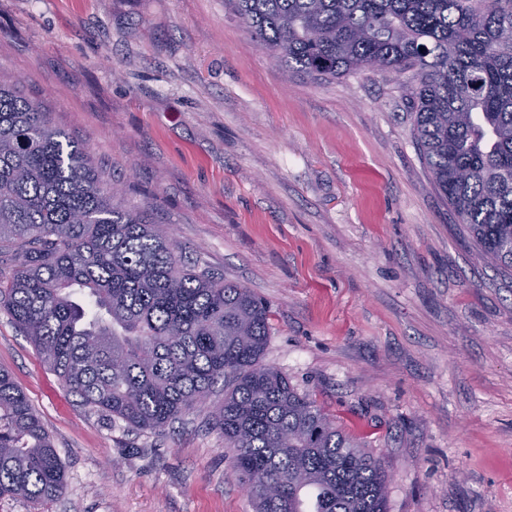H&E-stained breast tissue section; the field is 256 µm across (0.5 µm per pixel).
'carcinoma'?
<instances>
[{"instance_id":"carcinoma-1","label":"carcinoma","mask_w":512,"mask_h":512,"mask_svg":"<svg viewBox=\"0 0 512 512\" xmlns=\"http://www.w3.org/2000/svg\"><path fill=\"white\" fill-rule=\"evenodd\" d=\"M288 74L402 78L431 184L487 264L512 274V0H225ZM0 75V308L91 409L164 431L224 381L216 425L255 512H386L389 472L262 363L269 309L199 269L115 191L83 143ZM65 472L0 371V497Z\"/></svg>"}]
</instances>
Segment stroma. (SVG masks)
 Here are the masks:
<instances>
[{"instance_id":"obj_1","label":"stroma","mask_w":512,"mask_h":512,"mask_svg":"<svg viewBox=\"0 0 512 512\" xmlns=\"http://www.w3.org/2000/svg\"><path fill=\"white\" fill-rule=\"evenodd\" d=\"M186 256L269 304L280 369L391 472L387 512H512V278L430 183L398 79L287 76L224 0H0V73ZM64 493L0 512H253L213 419L84 407L0 310Z\"/></svg>"}]
</instances>
